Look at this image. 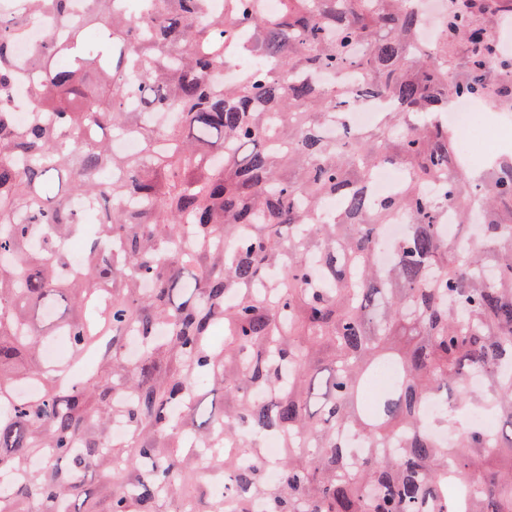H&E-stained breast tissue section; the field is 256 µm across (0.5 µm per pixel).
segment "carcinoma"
Segmentation results:
<instances>
[{
    "mask_svg": "<svg viewBox=\"0 0 512 512\" xmlns=\"http://www.w3.org/2000/svg\"><path fill=\"white\" fill-rule=\"evenodd\" d=\"M495 12L512 0H467L425 43L412 0L0 6V512H224L203 478L212 455L238 512L257 495L264 512H458L460 498L512 512V467L492 466L512 457V159L472 174L442 119L491 90L512 106V57L482 48ZM240 58L253 62L216 84ZM26 81L20 124L10 95ZM367 99L389 106L355 132ZM130 134L138 150L114 154ZM385 164L408 176L376 197ZM476 209L468 250L445 226ZM396 218L407 231L385 266ZM55 336L95 373L47 364ZM381 365L393 380L366 401ZM473 408L493 414L495 442L465 423ZM244 428L280 440L277 484L257 448L249 466L213 453L215 432Z\"/></svg>",
    "mask_w": 512,
    "mask_h": 512,
    "instance_id": "carcinoma-1",
    "label": "carcinoma"
}]
</instances>
